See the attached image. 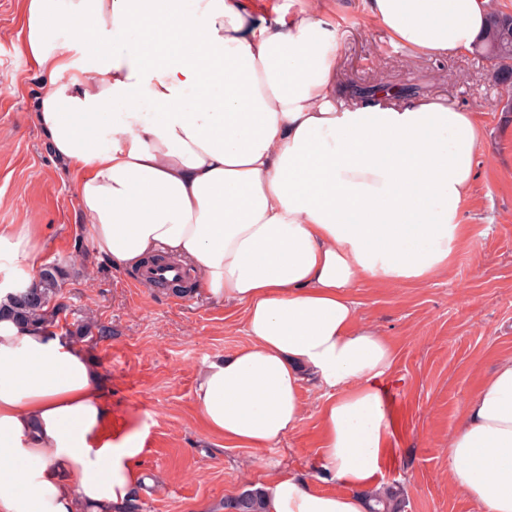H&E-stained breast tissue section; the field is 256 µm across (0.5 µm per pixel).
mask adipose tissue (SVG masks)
<instances>
[{
  "label": "adipose tissue",
  "mask_w": 512,
  "mask_h": 512,
  "mask_svg": "<svg viewBox=\"0 0 512 512\" xmlns=\"http://www.w3.org/2000/svg\"><path fill=\"white\" fill-rule=\"evenodd\" d=\"M366 10L392 44L454 56L472 52L490 0ZM339 11L24 0L22 49L45 78L32 117L77 175L97 259L187 260L201 291L242 312L250 344L197 379L204 431L270 448L296 428L304 382L327 391L315 476L265 482L268 512H368L390 452L379 380L395 353L351 294L447 270L484 139L474 113L432 100L337 107ZM37 253L29 227L0 228V299L31 285ZM100 386L80 347L0 320V512H118L131 497L144 448L113 442ZM448 478L482 512H512V356L467 400Z\"/></svg>",
  "instance_id": "ef3b65f1"
}]
</instances>
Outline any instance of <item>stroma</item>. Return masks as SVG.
I'll use <instances>...</instances> for the list:
<instances>
[{
    "label": "stroma",
    "mask_w": 512,
    "mask_h": 512,
    "mask_svg": "<svg viewBox=\"0 0 512 512\" xmlns=\"http://www.w3.org/2000/svg\"><path fill=\"white\" fill-rule=\"evenodd\" d=\"M344 4L341 78L426 83L429 98L476 112L485 133L461 213L465 238L448 270L420 285L364 281L353 293L395 352L380 380L394 429L381 486L399 489L405 512H480L448 481V435L467 399L512 355V115L482 57L414 55L370 23L362 0ZM22 28V0H0V227L35 225L41 260L69 271L68 320L91 313L112 328L81 347L100 367L113 435L143 442L149 483L135 491L140 512H224L225 499L269 475L312 476L322 442L319 387L304 384L302 418L274 447L228 448L201 428L198 374L250 343L241 315L199 292L179 298L133 287L137 270L97 261L75 176L54 161L32 118L41 79L21 50Z\"/></svg>",
    "instance_id": "35a3bbf8"
}]
</instances>
